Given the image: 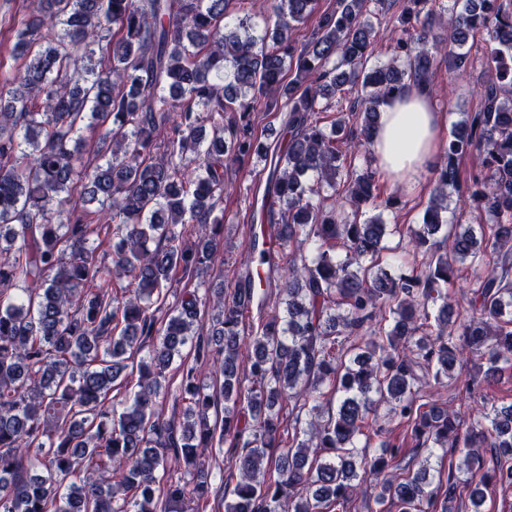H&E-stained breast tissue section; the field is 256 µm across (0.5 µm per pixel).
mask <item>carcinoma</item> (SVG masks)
<instances>
[{
    "label": "carcinoma",
    "mask_w": 512,
    "mask_h": 512,
    "mask_svg": "<svg viewBox=\"0 0 512 512\" xmlns=\"http://www.w3.org/2000/svg\"><path fill=\"white\" fill-rule=\"evenodd\" d=\"M369 2L29 0L13 23L20 65L0 85V512H199L213 447L224 512H350L366 484L376 512H456L462 472L474 504L490 483L512 488V404L465 426L420 394L453 378L464 347L484 381L512 377V3L376 0L400 9L380 62ZM477 33L494 76L430 168L410 240L423 261L395 274L383 252L401 225L366 216L398 193L374 166L379 108L429 84L441 56L463 76L469 57L448 45ZM261 106L283 114L269 143L251 123ZM95 128L97 160L83 163ZM254 156L269 171L249 254L277 245L267 273L167 304L176 274L210 270L224 168ZM452 200L488 223L441 234ZM104 224L109 262L90 243ZM466 266L479 284L461 314L448 289ZM248 300L263 314L247 327ZM132 362L138 390L119 399ZM170 391L179 422L154 410ZM384 419L427 457L403 462ZM438 448L464 453L445 479L429 471ZM481 448L495 450L488 470Z\"/></svg>",
    "instance_id": "carcinoma-1"
}]
</instances>
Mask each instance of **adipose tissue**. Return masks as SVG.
Here are the masks:
<instances>
[{
	"instance_id": "ef3b65f1",
	"label": "adipose tissue",
	"mask_w": 512,
	"mask_h": 512,
	"mask_svg": "<svg viewBox=\"0 0 512 512\" xmlns=\"http://www.w3.org/2000/svg\"><path fill=\"white\" fill-rule=\"evenodd\" d=\"M441 115L421 84H408L380 107L374 134L378 168L392 180H407L433 159L440 140Z\"/></svg>"
}]
</instances>
